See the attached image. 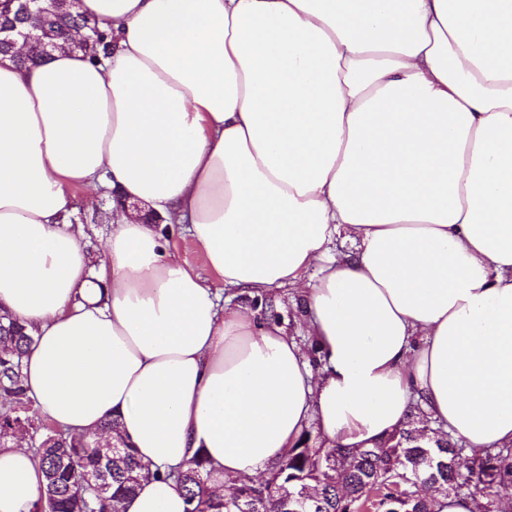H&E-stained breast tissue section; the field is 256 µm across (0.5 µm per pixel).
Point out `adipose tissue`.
Wrapping results in <instances>:
<instances>
[{"mask_svg": "<svg viewBox=\"0 0 512 512\" xmlns=\"http://www.w3.org/2000/svg\"><path fill=\"white\" fill-rule=\"evenodd\" d=\"M97 55L0 54V313L42 418L119 423L123 512H185L288 456L309 418L370 448L416 408L512 446V0H81ZM117 191L101 252L75 193ZM184 225L212 274L154 219ZM352 242L337 256V238ZM299 289L321 363L223 289ZM44 476L0 443V512Z\"/></svg>", "mask_w": 512, "mask_h": 512, "instance_id": "adipose-tissue-1", "label": "adipose tissue"}]
</instances>
